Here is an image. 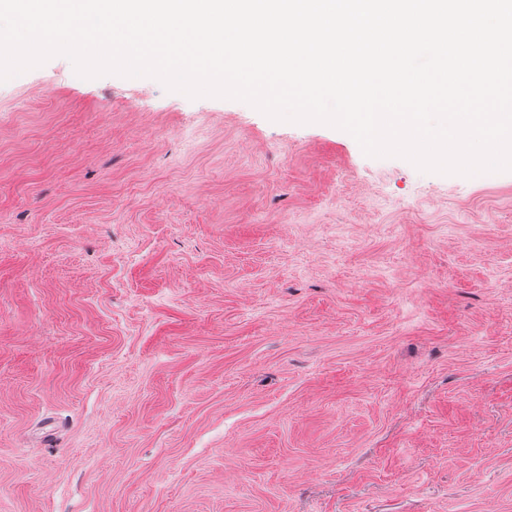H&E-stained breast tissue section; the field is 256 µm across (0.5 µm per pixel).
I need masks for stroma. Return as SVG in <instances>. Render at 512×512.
I'll return each mask as SVG.
<instances>
[{
    "instance_id": "35a3bbf8",
    "label": "stroma",
    "mask_w": 512,
    "mask_h": 512,
    "mask_svg": "<svg viewBox=\"0 0 512 512\" xmlns=\"http://www.w3.org/2000/svg\"><path fill=\"white\" fill-rule=\"evenodd\" d=\"M0 512H512V172L0 83Z\"/></svg>"
}]
</instances>
